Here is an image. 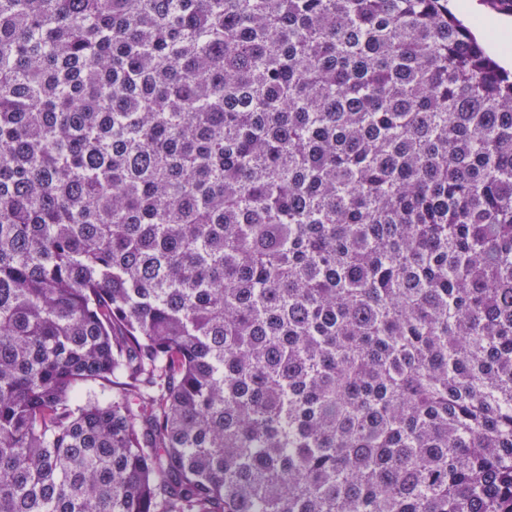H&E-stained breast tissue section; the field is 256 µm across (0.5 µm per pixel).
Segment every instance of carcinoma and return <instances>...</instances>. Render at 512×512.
<instances>
[{"instance_id":"1","label":"carcinoma","mask_w":512,"mask_h":512,"mask_svg":"<svg viewBox=\"0 0 512 512\" xmlns=\"http://www.w3.org/2000/svg\"><path fill=\"white\" fill-rule=\"evenodd\" d=\"M0 512H512V74L448 0H0Z\"/></svg>"}]
</instances>
